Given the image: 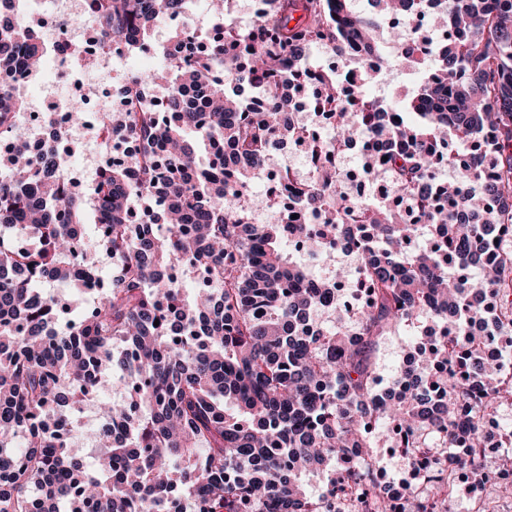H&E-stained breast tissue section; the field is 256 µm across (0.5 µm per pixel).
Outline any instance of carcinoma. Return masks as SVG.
<instances>
[{
	"label": "carcinoma",
	"instance_id": "cac0c4a2",
	"mask_svg": "<svg viewBox=\"0 0 512 512\" xmlns=\"http://www.w3.org/2000/svg\"><path fill=\"white\" fill-rule=\"evenodd\" d=\"M186 0H94L106 38L131 51L147 48L159 17ZM215 11L216 35L198 45L183 29L168 45L177 64L161 76L132 74L126 85L164 82L170 121L136 105L112 130L140 143L137 184L124 164L107 167L90 196L67 177L72 150L59 144L34 155L14 127L18 92L0 87V512H172L182 493L194 512H324L305 477L376 460L368 422L384 425L408 458L456 453L464 467L488 446L481 424L512 407V367L482 354L485 337L470 324L491 318L512 346V247L497 250L512 225V0H444L447 41L436 74L401 106L363 96L385 77L364 68L347 92L337 69L310 71L309 49L345 41L356 53L382 55L387 17L415 10V0H265L246 28L225 24L235 0ZM44 44L36 27L0 16V77L37 70ZM266 76L265 119L251 115L243 87ZM315 86L313 110L328 112L333 136L304 137L307 153L348 150L364 132L386 141L387 160L361 153L360 174L382 173L394 204L352 196L331 168L302 184L282 175L266 192L280 205L298 200L323 217L299 224L310 252L356 249L372 300L356 337L341 327L310 330L311 314L337 291L336 280L310 282L308 270L282 254L279 224H253L243 198L257 172L273 164L281 135H292L283 90ZM493 129L492 141L473 142ZM471 145L455 180H436L449 140ZM212 151L208 167L200 147ZM159 194L153 224L129 236L133 191ZM106 224L102 238L78 245L86 207ZM439 237L426 245L423 225ZM105 252L119 277L97 303L50 337L67 307L47 295L49 281L81 292L99 276L88 255ZM180 264L201 272L188 302L163 277ZM425 312L440 327L418 362L397 370L398 399L378 397L379 338ZM159 325H154V322ZM118 378L126 399L99 405L95 443L109 449L88 469L69 437L70 415ZM359 469L328 495L346 512H393Z\"/></svg>",
	"mask_w": 512,
	"mask_h": 512
}]
</instances>
